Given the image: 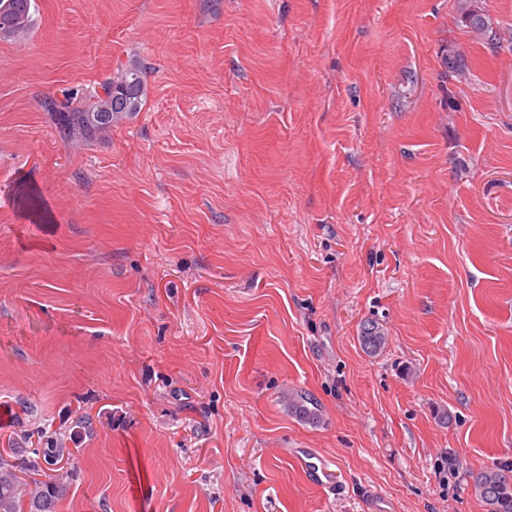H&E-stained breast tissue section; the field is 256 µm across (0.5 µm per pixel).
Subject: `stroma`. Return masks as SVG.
Segmentation results:
<instances>
[{
  "label": "stroma",
  "instance_id": "1",
  "mask_svg": "<svg viewBox=\"0 0 512 512\" xmlns=\"http://www.w3.org/2000/svg\"><path fill=\"white\" fill-rule=\"evenodd\" d=\"M36 4L0 38V449L72 450L58 512H487L512 0L483 2L494 50L460 0ZM132 63L141 111L64 141L44 101ZM358 340L365 353L376 355L385 348L388 337L377 322L365 321L360 327Z\"/></svg>",
  "mask_w": 512,
  "mask_h": 512
}]
</instances>
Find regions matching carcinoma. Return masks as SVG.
Wrapping results in <instances>:
<instances>
[{
  "label": "carcinoma",
  "mask_w": 512,
  "mask_h": 512,
  "mask_svg": "<svg viewBox=\"0 0 512 512\" xmlns=\"http://www.w3.org/2000/svg\"><path fill=\"white\" fill-rule=\"evenodd\" d=\"M32 0H0V37L24 36L31 29ZM467 20L473 34L490 43L497 33L481 13L478 0L465 4ZM147 98V84L142 68L136 64L119 69L86 102L75 106L69 102L50 100L44 109L59 128L78 134L87 143L94 142L112 130V126L141 111ZM358 340L369 355L381 352L387 343L382 327L375 321L364 322ZM289 409L302 419H312L315 412L307 406V398L296 393L288 397ZM33 457L23 465L0 455V512H56L58 502L67 494L63 477L48 474L42 463H59L70 459L67 448L46 442V447L32 449ZM474 492L489 507V512H512V477L502 470H486L474 481Z\"/></svg>",
  "instance_id": "cac0c4a2"
}]
</instances>
